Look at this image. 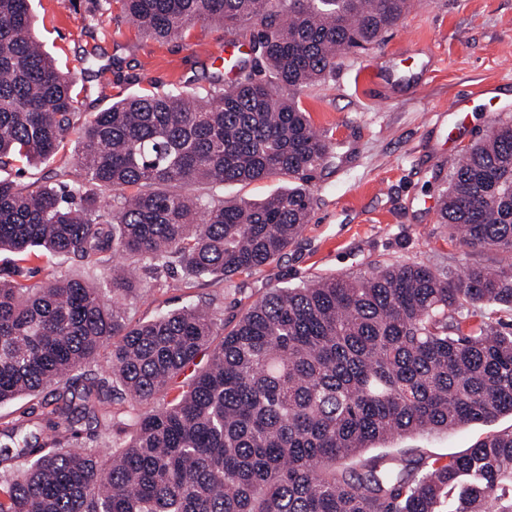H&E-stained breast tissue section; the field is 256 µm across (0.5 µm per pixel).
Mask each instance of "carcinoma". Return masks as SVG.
Here are the masks:
<instances>
[{
    "label": "carcinoma",
    "mask_w": 512,
    "mask_h": 512,
    "mask_svg": "<svg viewBox=\"0 0 512 512\" xmlns=\"http://www.w3.org/2000/svg\"><path fill=\"white\" fill-rule=\"evenodd\" d=\"M121 2L159 39L250 22L258 60L229 87L215 76L84 116L74 74L36 39L32 0H0V172L49 166L78 133L56 182L29 192L0 176V251L119 255L187 279L270 264L308 223L332 150L291 93L373 48L412 0ZM274 175L293 186L260 202L189 193ZM438 223L472 252L512 254L511 123L455 164ZM19 276L0 275V404L46 393L52 409L0 431V467L25 462L0 485V512H512V429L446 463L423 449L363 455L512 414V323L497 309H512V265L457 277L403 263L273 288L227 332L196 307L131 322L147 283L124 270L104 288ZM104 353L110 379L85 369ZM182 376L186 389L153 405ZM116 402L135 433L102 456L88 442Z\"/></svg>",
    "instance_id": "cac0c4a2"
}]
</instances>
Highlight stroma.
Here are the masks:
<instances>
[{"instance_id":"obj_1","label":"stroma","mask_w":512,"mask_h":512,"mask_svg":"<svg viewBox=\"0 0 512 512\" xmlns=\"http://www.w3.org/2000/svg\"><path fill=\"white\" fill-rule=\"evenodd\" d=\"M36 33L57 65L87 90L83 112L156 90L205 86L223 73L227 32L197 23L182 37L156 40L122 11L94 0H33ZM106 97H98V87ZM471 94L467 111L449 106ZM314 128L330 135L334 158L315 173L313 210L295 244L269 265L232 282L187 280L166 274L129 307L132 321L200 306L234 324L274 287L374 266L425 263L463 272L470 264L508 263L500 253H472L437 218L439 198L460 155L500 122L512 120V0H414L370 51L337 58L325 81L297 91ZM48 274L103 284L107 268L70 255L29 257L0 253V270ZM512 428V416L466 424L448 432L395 436L374 453L422 448L441 461L489 435Z\"/></svg>"}]
</instances>
